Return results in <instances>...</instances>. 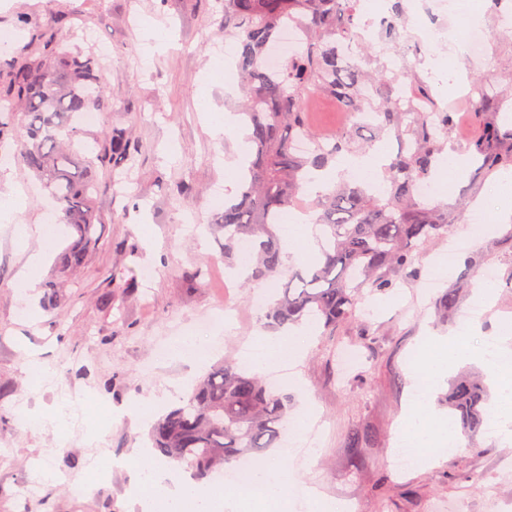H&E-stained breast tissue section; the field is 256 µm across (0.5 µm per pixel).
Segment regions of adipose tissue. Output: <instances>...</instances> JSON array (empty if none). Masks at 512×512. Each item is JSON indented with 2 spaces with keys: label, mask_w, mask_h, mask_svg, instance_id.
I'll return each instance as SVG.
<instances>
[{
  "label": "adipose tissue",
  "mask_w": 512,
  "mask_h": 512,
  "mask_svg": "<svg viewBox=\"0 0 512 512\" xmlns=\"http://www.w3.org/2000/svg\"><path fill=\"white\" fill-rule=\"evenodd\" d=\"M385 154L376 150L367 156H348L341 159L335 170L319 171L309 186L310 192L328 188L339 173L355 175L370 174L374 179H381ZM303 347L284 343L281 336L270 334L260 337L255 349L247 355V365L252 371H260L281 359L298 361L303 355ZM476 356L487 366H494L495 360L485 350L472 351L461 338H436L433 351L428 360L431 373L438 374L448 369L460 359ZM455 443L454 434L447 425L438 423L429 414L428 401H415L409 405L404 414L400 430L396 437L398 447L409 449L417 460L418 466L431 464V449L451 446ZM296 451L292 448L280 450L275 463L254 468L250 482L252 492L236 500L227 499L224 489L219 485L205 488L191 482H179L173 486H164L165 475L152 463H144L142 471L157 486V496L142 500L143 512H157L158 507H165L166 512H254L255 508L268 502L278 504L281 512H291L293 504L288 488L292 482L290 461Z\"/></svg>",
  "instance_id": "1"
}]
</instances>
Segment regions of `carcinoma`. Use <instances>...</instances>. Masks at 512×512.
<instances>
[{
    "label": "carcinoma",
    "instance_id": "obj_1",
    "mask_svg": "<svg viewBox=\"0 0 512 512\" xmlns=\"http://www.w3.org/2000/svg\"><path fill=\"white\" fill-rule=\"evenodd\" d=\"M354 0H224V39L232 41L245 81L243 128L250 144L235 198L224 201L216 229L224 233V262L244 267L247 282H269L273 293L262 307L268 327L284 331L305 321L318 322L328 335L351 320L363 288L387 293L402 276L416 277L418 250L448 231L447 208L420 198L416 185L434 178V163L444 147L439 130L452 123L448 112H402L389 95L369 93L376 83L368 65L387 73L378 55L354 61L344 43L357 37ZM303 25L297 53L277 71L266 57L281 30ZM74 15L64 12L50 31L36 34L20 59L0 52V68L9 81L0 95V140L26 117L19 158L39 177L56 205L59 220L76 238L59 258L57 273L85 262L86 245L103 223L94 206L100 188L112 179L99 170L130 151L121 133L95 142L92 157L71 151L85 112L111 107L101 95L100 59L69 42ZM321 92L366 117L323 143L300 153L294 142L313 133L306 124L304 101ZM478 113L499 101L496 86L473 87ZM392 132L401 151L384 168L380 188L342 180L316 195L315 222L321 226L320 252L285 266L280 217L294 208L306 177L322 170L343 152L373 142L366 131ZM479 169L512 168V129L486 122L470 144ZM250 251L241 258L238 247ZM448 405L463 433L473 436L484 423L482 387L460 377L448 390ZM288 395L269 388L257 374L235 361H223L199 378L191 395L152 427L153 448L166 459L189 463L199 479L229 469L246 456L258 457L278 447L288 419Z\"/></svg>",
    "mask_w": 512,
    "mask_h": 512
}]
</instances>
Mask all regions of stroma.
I'll list each match as a JSON object with an SVG mask.
<instances>
[{
  "label": "stroma",
  "instance_id": "obj_1",
  "mask_svg": "<svg viewBox=\"0 0 512 512\" xmlns=\"http://www.w3.org/2000/svg\"><path fill=\"white\" fill-rule=\"evenodd\" d=\"M72 7L80 11L75 41L99 57L100 82L112 103L98 125L83 126L77 141L90 145L101 134L122 131L134 144L133 158L113 160L120 185L96 199L104 218L98 239L85 266L68 278L60 304L51 308L41 301L72 231L63 229L52 248H45L47 191L21 162L0 171V192H27L28 206L16 222L32 229L22 248L12 226L0 223V512H141L139 450L148 444V427L134 421L132 412L149 400L170 409L187 398L195 382L190 365L166 358L170 345L185 337H220V349L210 358L215 364L242 359L245 347L266 330L251 304L270 285L227 292L220 278L200 284L187 277L205 260L221 256V242L208 230L216 214L210 193L223 187L224 162L235 144L234 133L213 135L197 100L205 90L214 110L233 112L243 97L237 72H228L224 86L206 82L212 58L230 51L224 0H0V34L25 45L30 33L17 23L21 14L43 27ZM479 14L490 40L485 57L454 60L444 42L431 49V57L444 69L462 70L467 84L508 86L512 28L501 27L487 9ZM150 22L175 27L176 48L155 50L145 38ZM305 110L318 135L334 136L345 127V108L322 94L309 95ZM432 200L448 207V234L420 250V277L399 280L389 295L365 291L355 319L335 335L311 336L299 361L271 364L264 374L277 377L292 398L284 444L301 436L312 441L313 453L291 462L298 481L318 482L330 500L349 501L356 512H512V483L497 498L488 496L502 467L512 466V442L489 430L457 434V450L440 449L428 467L401 472L392 463L395 435L419 377L430 380L436 420L456 425L448 384L462 374L482 379L486 406L497 410L498 388L482 363L464 360L447 373L429 374L426 337L466 326L470 347L478 348L485 339L499 338L504 321L512 318V288L505 285L512 277V222L492 223L475 245L463 236L476 202L491 215L501 207L493 174L469 165L447 194ZM452 239L462 258L441 277L432 266ZM42 249V282L21 301L20 275L29 254ZM148 266L155 274L147 280ZM487 268L498 276L488 302L473 288L461 293L452 312L440 311V297L457 286L461 271L478 276ZM226 302L239 309L240 322L212 325V314ZM345 348L356 351L359 363L343 373L339 352ZM31 352L44 362L46 381L29 373ZM68 390L92 391L111 407V420L84 411L76 436L39 423V416L55 413ZM97 443L109 448L118 465L82 500L77 490ZM28 481L37 484V495H22Z\"/></svg>",
  "mask_w": 512,
  "mask_h": 512
}]
</instances>
